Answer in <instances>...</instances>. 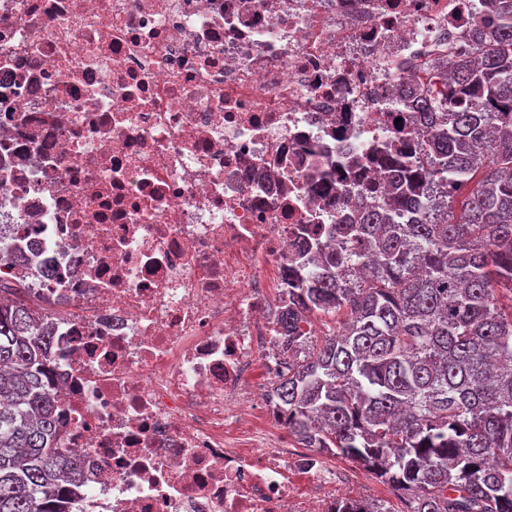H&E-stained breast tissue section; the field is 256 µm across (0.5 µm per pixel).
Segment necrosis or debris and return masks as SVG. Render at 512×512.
<instances>
[{
    "mask_svg": "<svg viewBox=\"0 0 512 512\" xmlns=\"http://www.w3.org/2000/svg\"><path fill=\"white\" fill-rule=\"evenodd\" d=\"M486 0H0V243L54 329L69 512H315L270 384L298 242L426 132Z\"/></svg>",
    "mask_w": 512,
    "mask_h": 512,
    "instance_id": "necrosis-or-debris-1",
    "label": "necrosis or debris"
}]
</instances>
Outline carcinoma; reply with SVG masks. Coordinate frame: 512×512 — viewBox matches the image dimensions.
Instances as JSON below:
<instances>
[{"instance_id": "cac0c4a2", "label": "carcinoma", "mask_w": 512, "mask_h": 512, "mask_svg": "<svg viewBox=\"0 0 512 512\" xmlns=\"http://www.w3.org/2000/svg\"><path fill=\"white\" fill-rule=\"evenodd\" d=\"M478 57L411 91L427 129L384 162L385 208L303 240L317 269L277 314L283 424L315 454L356 463L407 512H512V0H491ZM0 512H66L80 455L58 442L49 352L27 289L0 278ZM346 312L310 344L311 317ZM311 352L297 357V348Z\"/></svg>"}]
</instances>
